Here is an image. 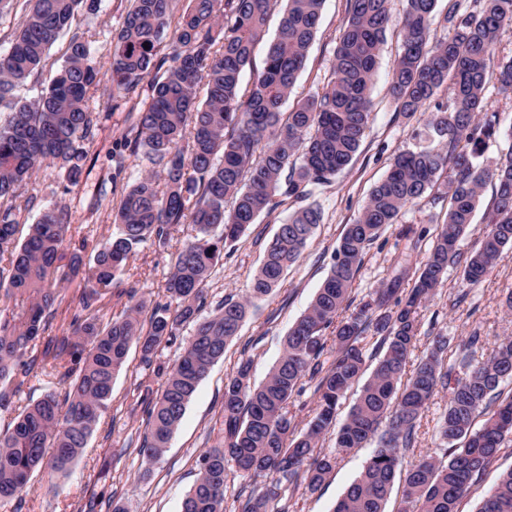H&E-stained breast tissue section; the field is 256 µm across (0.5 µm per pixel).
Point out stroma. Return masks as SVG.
<instances>
[{"instance_id": "35a3bbf8", "label": "stroma", "mask_w": 512, "mask_h": 512, "mask_svg": "<svg viewBox=\"0 0 512 512\" xmlns=\"http://www.w3.org/2000/svg\"><path fill=\"white\" fill-rule=\"evenodd\" d=\"M128 7L129 0H103L97 14L79 10L76 24L93 34L98 46L106 50ZM346 15L347 0H325L319 32L296 84L297 96L315 91L329 75ZM397 47V32L388 31L378 59L370 129L352 164L330 183L316 189L313 199L322 207V221L302 258L287 270L278 288L252 309L223 358L211 367L188 403L163 458L149 466L139 453L145 415L138 402V388L160 387L162 377L157 370L171 366L178 358L193 333L189 325L180 330L173 342L161 347L153 366L143 364L139 350L131 349L125 367L114 380L112 398L83 455L69 473L57 478L52 490L47 487L45 474H34L23 497L1 503L0 512H78L79 505L91 496L101 501L104 512H111L116 502L124 504L128 512H181L182 502L199 472V456L216 437L213 427L224 404V385L234 375L240 360L252 359L254 382L266 377L282 353V341L289 327L307 310L326 278L344 227L357 218L371 187L382 178L398 151H416L429 144L422 116L403 119L389 95ZM485 97L489 111L499 115V133L487 142L484 151L485 161L492 162L512 147V97L500 93L493 81L488 83ZM94 104L106 111L107 117L96 128L79 184L70 185L57 166L47 162L28 186L29 194L42 202H56L71 210L68 239L84 238L93 246L104 243L115 229L112 205L99 202L98 187L111 182L125 187L150 166L141 155L126 157L124 165H116L113 155L121 150L128 112L125 105H113L102 91L96 93ZM294 209V203L289 202L271 215L259 216L233 247L225 249L207 286L204 313H212L225 298L247 294L268 244ZM447 209V203L427 198L407 206L398 223L387 227L368 250L353 286L355 299H362L369 289L389 279L405 247L399 236L401 228L410 226L423 233L421 246L429 248L438 225L446 219ZM191 235L190 225L184 224L166 245L140 247L114 283L113 292L117 294L133 286L147 305L166 302L165 281L179 249ZM511 290L509 246L478 286L466 285L459 271H449L434 301L421 313L420 332L427 335L442 331L458 342L477 334L482 336L484 346H492L512 336V315L502 308L505 295ZM447 402V393L438 392L420 422L413 448L405 453V462L424 454L442 457L436 424ZM371 454L367 447L340 455L334 474L321 490H299L289 498V512H332Z\"/></svg>"}]
</instances>
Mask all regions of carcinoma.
I'll use <instances>...</instances> for the list:
<instances>
[{
  "label": "carcinoma",
  "mask_w": 512,
  "mask_h": 512,
  "mask_svg": "<svg viewBox=\"0 0 512 512\" xmlns=\"http://www.w3.org/2000/svg\"><path fill=\"white\" fill-rule=\"evenodd\" d=\"M103 0H33L10 47L0 53V295L11 302L0 311V385L16 387L47 369L65 391L45 392L0 431V501L21 496L41 469L64 475L81 457L112 396V383L131 345L149 365L162 345L194 324L160 391L145 387L146 425L139 449L146 464L166 451L186 406L211 366L238 335L250 310L266 299L285 271L297 263L322 211L310 201L313 188L330 182L353 160L371 120L378 58L392 26L389 0H348V17L334 49L330 76L317 91L297 100L281 122L280 109L294 93L317 31L324 0H286L278 34L263 68L242 86L279 0H186L172 23L174 0H129L120 28L102 64L93 35L73 27L83 6L97 12ZM437 0H406L399 21L400 44L393 61L391 93L396 112L409 120L425 117L434 147L394 155L384 177L336 247L334 263L306 312L288 329L283 352L263 382L251 381L244 359L224 386L220 437L199 457V473L181 512H224L226 468L243 478L277 475L240 499V512H288L286 492L317 491L336 468L337 456L320 451L336 431V448H378L333 512H386L402 467V451L441 389L448 405L438 423L442 458L423 456L403 476L397 512H458L462 497L512 437V395L499 385L512 380V338L497 341L476 358L480 337L452 345L441 332L428 337L411 372L406 366L419 334V311L434 300L448 274L459 269L469 285L483 281L501 251L512 246V147L489 167L478 161L486 140L499 127L487 109L490 75L499 91L512 95V57H496L500 33L512 28V0H472L469 10L448 7L439 38L433 28ZM174 33H169L170 27ZM70 34L66 59L51 86L29 101L14 88L41 69L62 34ZM132 102L126 146L143 151L162 173L148 172L121 192L116 231L83 262L87 246L66 252L72 213L58 203L30 196L16 204L36 170L59 160L69 184L80 182L87 145L100 111L95 92ZM451 104H427L446 85ZM206 98H198L199 86ZM492 183V210L482 238L468 249L464 236ZM431 195L448 202L445 223L415 269L414 285L401 287L402 274L352 306L351 293L363 258L409 204ZM298 204L279 226L248 294L224 299L202 316L207 284L224 247L248 225L285 201ZM40 208L22 243L16 231L22 212ZM182 224L194 235L179 250L166 280L169 301L146 304L127 292L121 314L102 324L98 306L112 299V284L142 245L166 243ZM220 235H215L217 228ZM82 275L81 306L70 334L50 336L60 288ZM376 338L373 349L365 333ZM43 347L42 359L31 352ZM333 352L330 360L324 355ZM381 354L343 422L338 401ZM314 382L315 407L299 421L289 409L303 379ZM477 512H512V469L481 501Z\"/></svg>",
  "instance_id": "1"
}]
</instances>
